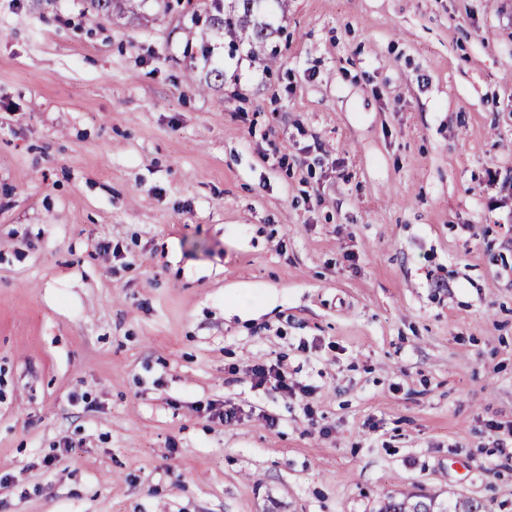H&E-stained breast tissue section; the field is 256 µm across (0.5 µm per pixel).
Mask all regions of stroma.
<instances>
[{
    "mask_svg": "<svg viewBox=\"0 0 512 512\" xmlns=\"http://www.w3.org/2000/svg\"><path fill=\"white\" fill-rule=\"evenodd\" d=\"M212 13L0 0V512H512V0ZM237 3V14H224V17L213 18L214 24L224 29L230 36L232 49L240 44L247 43L251 53L256 50L265 52L267 41L278 29H273L270 24L260 20L259 7L263 4L271 10L274 0H234ZM252 375L257 379V384L261 385L267 381H273L275 388L287 394H295V386H297L303 394H308L306 387H300L295 384H288V372L282 369L279 365H254L251 369Z\"/></svg>",
    "mask_w": 512,
    "mask_h": 512,
    "instance_id": "obj_1",
    "label": "stroma"
}]
</instances>
